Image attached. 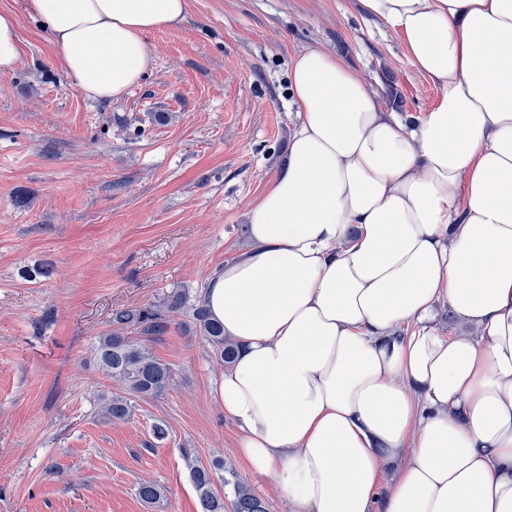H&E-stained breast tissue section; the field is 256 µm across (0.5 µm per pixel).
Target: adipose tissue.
<instances>
[{"mask_svg": "<svg viewBox=\"0 0 512 512\" xmlns=\"http://www.w3.org/2000/svg\"><path fill=\"white\" fill-rule=\"evenodd\" d=\"M358 3L440 96L384 112L336 56L296 59L287 155L206 288L238 344L216 398L292 512H512V0ZM187 5L27 0L94 100Z\"/></svg>", "mask_w": 512, "mask_h": 512, "instance_id": "adipose-tissue-1", "label": "adipose tissue"}]
</instances>
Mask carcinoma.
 Here are the masks:
<instances>
[{"label":"carcinoma","mask_w":512,"mask_h":512,"mask_svg":"<svg viewBox=\"0 0 512 512\" xmlns=\"http://www.w3.org/2000/svg\"><path fill=\"white\" fill-rule=\"evenodd\" d=\"M191 310L193 323L214 349L217 360L224 365L231 363L236 342L224 335V326L212 316L205 300L198 299ZM131 323L141 325L145 334L156 336L167 329L168 321L150 308L122 309L112 314L114 325ZM95 357L102 371L136 396L160 397L172 382L171 369L155 359L146 345L133 343L117 333L98 338ZM103 414L111 420H125L130 416V403L121 396L113 397L104 404ZM189 468L200 512H224V498L213 490L217 478L225 485H233V512H267L264 501L250 486L224 477L222 457H214L207 465L191 463ZM137 494L142 501L156 504L164 497V489L155 482H143Z\"/></svg>","instance_id":"obj_1"}]
</instances>
